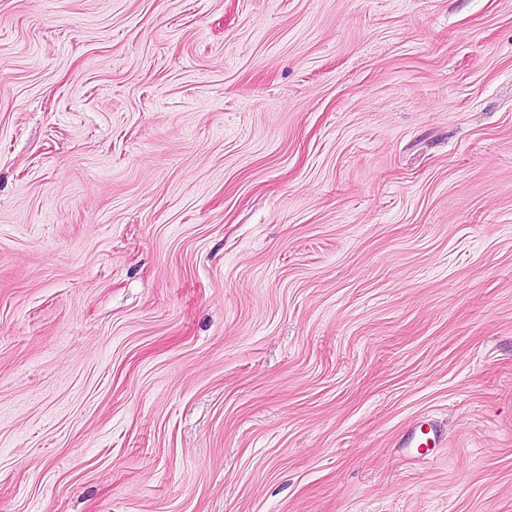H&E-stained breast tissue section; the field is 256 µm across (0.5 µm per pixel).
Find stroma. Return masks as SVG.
Segmentation results:
<instances>
[{"label":"stroma","instance_id":"1","mask_svg":"<svg viewBox=\"0 0 512 512\" xmlns=\"http://www.w3.org/2000/svg\"><path fill=\"white\" fill-rule=\"evenodd\" d=\"M0 512H512V0H0ZM438 434L431 423H420L413 428L410 434L403 440L404 448H437Z\"/></svg>","mask_w":512,"mask_h":512}]
</instances>
